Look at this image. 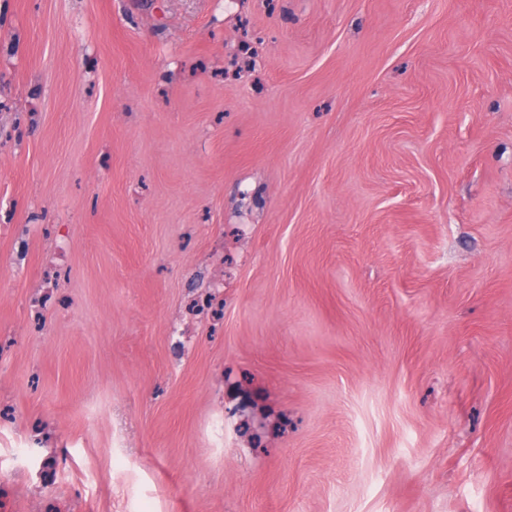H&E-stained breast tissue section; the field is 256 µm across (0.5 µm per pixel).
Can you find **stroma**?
<instances>
[{"label": "stroma", "mask_w": 512, "mask_h": 512, "mask_svg": "<svg viewBox=\"0 0 512 512\" xmlns=\"http://www.w3.org/2000/svg\"><path fill=\"white\" fill-rule=\"evenodd\" d=\"M10 512H512V0H0Z\"/></svg>", "instance_id": "1"}]
</instances>
